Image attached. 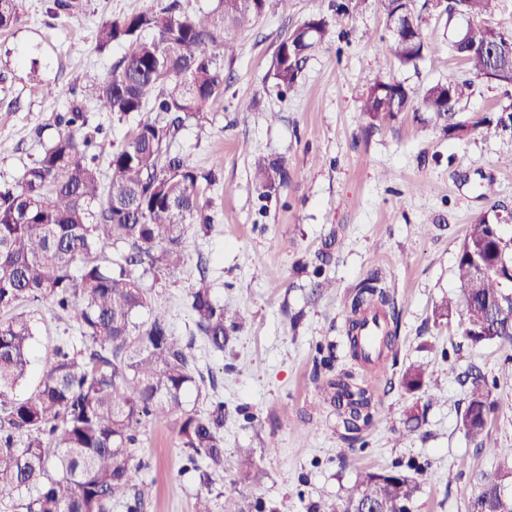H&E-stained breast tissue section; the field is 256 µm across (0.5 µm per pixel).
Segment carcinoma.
<instances>
[{
	"instance_id": "cac0c4a2",
	"label": "carcinoma",
	"mask_w": 512,
	"mask_h": 512,
	"mask_svg": "<svg viewBox=\"0 0 512 512\" xmlns=\"http://www.w3.org/2000/svg\"><path fill=\"white\" fill-rule=\"evenodd\" d=\"M473 18L467 43L474 52L464 57L477 75L491 64L492 32L482 25L496 0H460ZM275 4L288 0H218L208 11L188 12L178 0L159 2L121 20L103 23L96 35L105 49L124 46L119 63L106 77L93 76L81 98L57 117L65 129L44 146L13 188L0 191V501L11 500L17 512H110L112 503L132 502L139 512L151 488L138 478L132 445L147 417L161 419L188 449V461L206 463L202 477L224 469V401L203 391L197 381L191 346L172 336L166 312L151 309L147 289L133 274L137 267L170 270L185 262L189 225L204 230L210 218L201 204L206 174L197 172L170 143L186 122L220 92L223 77L214 50L226 54L236 35L255 23ZM19 20V0H0V29ZM330 35L329 22L312 18L279 43L273 61L280 88H291L311 50ZM383 50L403 67H415L429 51L420 39L414 44L389 39ZM390 84L376 81L363 97L360 112L375 127L412 107L413 95L403 87L398 96ZM467 81L436 83L420 101V111L447 121L448 134L461 137L483 124L455 121L461 102L471 96ZM136 121L131 139L109 156L107 180H102L93 140L77 130L86 122L88 103ZM257 178L270 191L284 184L288 173L276 160L256 161ZM123 245L118 258L100 259L106 249ZM512 257V237L482 216L469 225L457 261L466 323L464 336L473 344L512 346V290L500 256ZM486 266L480 281L473 277L477 261ZM197 325L209 346L222 351L228 332L239 328L241 315L212 295L205 274L189 293ZM50 301L75 321L77 343L56 348V360L39 386L28 395L16 389L26 376L32 353L31 319L14 315L22 302ZM150 317L137 322V312ZM353 317L346 336L352 356L365 361L362 334L367 323L377 327L373 362L381 364L395 347V308L387 292L370 283L352 302ZM427 368L412 364L403 375L410 388L421 386ZM468 405L462 427L479 438L491 412V390L479 372L466 375ZM331 402L344 429L358 433L372 420V395L347 374L329 381ZM210 400L200 415L187 408L191 389ZM501 462L481 473L470 512H512V498L503 485L512 483V448L499 449ZM421 481L401 472L392 476L366 473L357 494L343 508L316 506L315 512H356L373 496L376 512H407ZM23 489L35 494L18 499Z\"/></svg>"
}]
</instances>
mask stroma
Here are the masks:
<instances>
[{
    "mask_svg": "<svg viewBox=\"0 0 512 512\" xmlns=\"http://www.w3.org/2000/svg\"><path fill=\"white\" fill-rule=\"evenodd\" d=\"M21 0L20 20L0 32V190L14 186L26 165L58 131L63 112L88 73L105 75L122 58L114 44L98 49L107 21L146 10L156 0ZM339 0H290L269 9L238 35L219 60L223 91L202 118L170 144L199 173L211 175L202 203L208 234L188 230L182 266L141 276L153 306L164 310L174 336L191 344L197 372L214 379L224 401V469L203 484L187 450L166 423L147 419L133 446L139 476L152 485L142 512H194L208 494L212 512L224 499H242L247 512H312L314 503L344 504L364 472H431L411 512H468L476 479L512 448V384L499 381L512 348L471 344L465 313L435 314L460 298V245L477 218L512 213V129L495 123L512 105V86L472 76L449 50L455 37L434 0H415L431 51L401 67L381 51L388 37L379 0H358L347 14ZM322 17L332 32L308 55L296 84L278 90L273 60L281 39L305 20ZM383 79L414 95L438 82L472 80L459 119L490 122L462 138L426 112H403L369 128L359 110L370 85ZM97 163L107 169L113 149L131 138L133 118L89 112ZM279 158L288 181L263 195L256 158ZM493 184V198L483 187ZM206 267L213 296L243 317L224 350L210 348L196 326L189 292ZM379 275L397 312V355L384 374L352 359L345 335L358 284ZM35 334L22 391L33 390L52 367L55 349L77 336L74 321L50 303H25ZM332 350V367L321 363ZM427 365L424 385L407 389L404 370ZM497 379L483 436L471 439L461 421L467 371ZM354 375L374 394L376 413L356 441L343 437L328 382ZM423 419L410 433V412ZM252 449L260 483L245 481L239 451Z\"/></svg>",
    "mask_w": 512,
    "mask_h": 512,
    "instance_id": "obj_1",
    "label": "stroma"
}]
</instances>
